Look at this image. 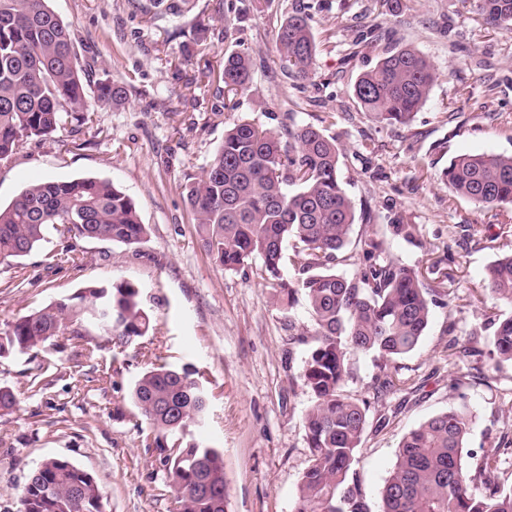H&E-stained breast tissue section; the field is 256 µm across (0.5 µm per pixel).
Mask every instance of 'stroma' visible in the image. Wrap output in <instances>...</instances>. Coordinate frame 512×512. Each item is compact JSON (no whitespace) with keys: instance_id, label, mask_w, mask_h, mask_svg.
I'll return each instance as SVG.
<instances>
[{"instance_id":"stroma-1","label":"stroma","mask_w":512,"mask_h":512,"mask_svg":"<svg viewBox=\"0 0 512 512\" xmlns=\"http://www.w3.org/2000/svg\"><path fill=\"white\" fill-rule=\"evenodd\" d=\"M69 27L88 92L123 85L119 106L96 108L91 123L65 125L24 143L0 162V205L44 180H106L135 205L145 239L125 246L85 240L75 268L51 264L55 231L30 255L0 264V327L90 282L130 279L142 291L151 327L117 350L87 336L91 357L49 341L0 358V386L19 401L0 414V512H13L29 471L63 456L92 473L105 512H176L163 468L143 439L147 421L128 392L149 363L190 365L212 393L209 417L192 435L224 451V512H294L308 466L303 418L312 395L300 369L314 344L304 294L282 309L252 260L235 271L202 249L186 201L224 140L243 119L275 132L311 124L336 137L339 176L356 222L338 272L355 274L361 242L387 254L439 293L429 326L411 353L388 366L349 356L342 392L364 404L367 430L353 466L370 507L395 462L401 438L431 416L467 407L468 447L496 453V477L512 483V366L494 368L485 324L512 315L492 299L482 274L512 252V205H479L441 180L465 153H512V28L487 23L476 0H182L173 15L151 0H49ZM316 43L311 78L283 66L276 36L297 9ZM427 56L438 72L428 100L406 126L384 125L353 96L357 76L389 43ZM252 55L248 89L226 95L193 84L238 50ZM411 234H394L393 225ZM393 389H383V382Z\"/></svg>"}]
</instances>
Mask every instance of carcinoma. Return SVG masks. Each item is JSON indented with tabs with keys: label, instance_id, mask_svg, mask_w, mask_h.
Here are the masks:
<instances>
[{
	"label": "carcinoma",
	"instance_id": "cac0c4a2",
	"mask_svg": "<svg viewBox=\"0 0 512 512\" xmlns=\"http://www.w3.org/2000/svg\"><path fill=\"white\" fill-rule=\"evenodd\" d=\"M494 24L512 26V0H477ZM277 44L284 67L307 79L316 44L308 17L297 12L280 25ZM202 77L219 80L227 93L247 89L248 51L224 59V70ZM438 79L428 57L394 47L357 78L358 104L381 124L407 125ZM124 86L106 83L89 99L77 66L70 31L47 0H0V161L33 137H46L65 123L92 120L95 105L118 106ZM340 144L313 125L275 133L241 120L186 198L199 241L226 271L260 260V277L275 282L278 302L289 310L295 294L306 296L314 347L300 378L314 397L303 426L309 464L298 484L294 512H371L354 478L353 465L367 428L365 407L345 397L348 355L374 353L386 366L412 352L428 326L436 294L417 272L384 253L369 238L364 265L353 276L334 266L345 254L356 215L339 178ZM448 190L478 204H512V154H461L441 172ZM58 234L57 260L79 267L83 240L124 245L146 235L131 199L110 182L89 177L45 179L0 207V264L29 255ZM290 243L287 252L284 243ZM290 265L297 278L283 282ZM492 297L512 302V254L484 268ZM150 327L142 291L129 279L93 283L0 329V358L24 353L59 336L77 345L95 329L123 350ZM495 367L512 365V315L489 322ZM129 399L149 423L145 446L157 452L178 512H224V455L188 436L208 414L210 393L203 375L187 367L151 364L135 380ZM471 419L455 409L438 413L401 439L396 461L380 492L378 512H512V488L493 478L494 454L476 467L467 460ZM95 477L65 457H48L28 474L17 512H102Z\"/></svg>",
	"mask_w": 512,
	"mask_h": 512
}]
</instances>
